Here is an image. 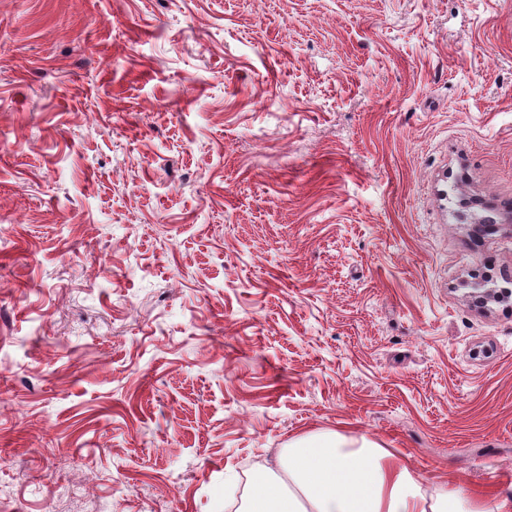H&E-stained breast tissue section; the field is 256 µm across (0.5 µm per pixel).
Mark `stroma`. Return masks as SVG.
I'll return each instance as SVG.
<instances>
[{"label": "stroma", "instance_id": "stroma-1", "mask_svg": "<svg viewBox=\"0 0 512 512\" xmlns=\"http://www.w3.org/2000/svg\"><path fill=\"white\" fill-rule=\"evenodd\" d=\"M486 278L512 0H0V512H237L326 431L512 504Z\"/></svg>", "mask_w": 512, "mask_h": 512}]
</instances>
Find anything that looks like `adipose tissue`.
Wrapping results in <instances>:
<instances>
[{
    "label": "adipose tissue",
    "mask_w": 512,
    "mask_h": 512,
    "mask_svg": "<svg viewBox=\"0 0 512 512\" xmlns=\"http://www.w3.org/2000/svg\"><path fill=\"white\" fill-rule=\"evenodd\" d=\"M240 512H494L461 492L429 495L379 443L336 431L297 436L277 468L259 467Z\"/></svg>",
    "instance_id": "obj_1"
}]
</instances>
